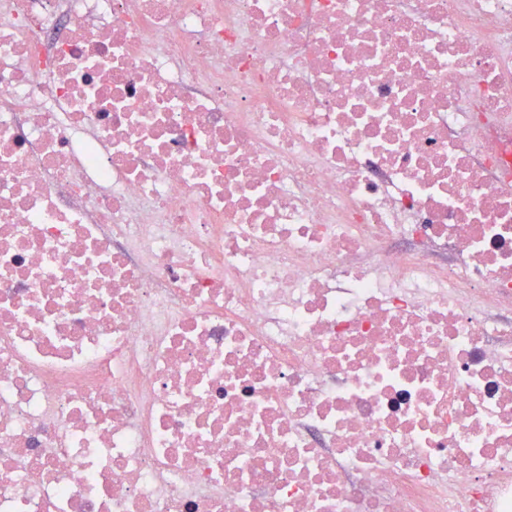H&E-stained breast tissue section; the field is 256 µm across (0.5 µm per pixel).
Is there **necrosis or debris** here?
Returning <instances> with one entry per match:
<instances>
[{
	"label": "necrosis or debris",
	"mask_w": 512,
	"mask_h": 512,
	"mask_svg": "<svg viewBox=\"0 0 512 512\" xmlns=\"http://www.w3.org/2000/svg\"><path fill=\"white\" fill-rule=\"evenodd\" d=\"M0 512H512V0H0Z\"/></svg>",
	"instance_id": "necrosis-or-debris-1"
}]
</instances>
